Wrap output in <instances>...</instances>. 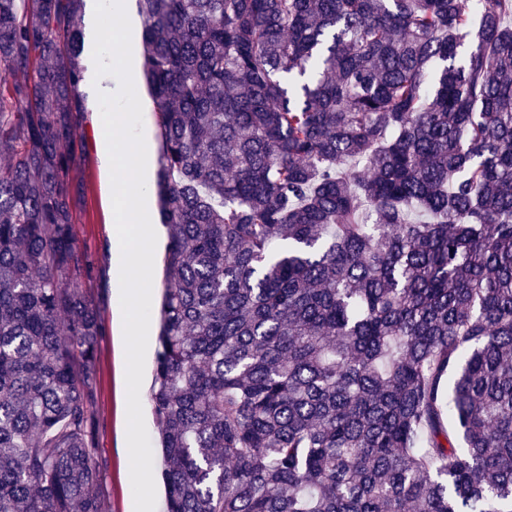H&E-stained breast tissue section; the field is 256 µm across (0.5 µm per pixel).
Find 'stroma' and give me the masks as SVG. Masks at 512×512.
Segmentation results:
<instances>
[{"label":"stroma","mask_w":512,"mask_h":512,"mask_svg":"<svg viewBox=\"0 0 512 512\" xmlns=\"http://www.w3.org/2000/svg\"><path fill=\"white\" fill-rule=\"evenodd\" d=\"M101 125L84 111L74 131L70 198L74 237L80 261L66 277L83 290L98 313L100 336L94 381L95 463L102 480L96 488L104 512H132L128 466L125 346L118 320V297L112 269V189L100 163Z\"/></svg>","instance_id":"obj_1"}]
</instances>
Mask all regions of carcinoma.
I'll list each match as a JSON object with an SVG mask.
<instances>
[{
  "mask_svg": "<svg viewBox=\"0 0 512 512\" xmlns=\"http://www.w3.org/2000/svg\"><path fill=\"white\" fill-rule=\"evenodd\" d=\"M140 4L166 512H512V0ZM82 11L0 0V512H103Z\"/></svg>",
  "mask_w": 512,
  "mask_h": 512,
  "instance_id": "carcinoma-1",
  "label": "carcinoma"
}]
</instances>
